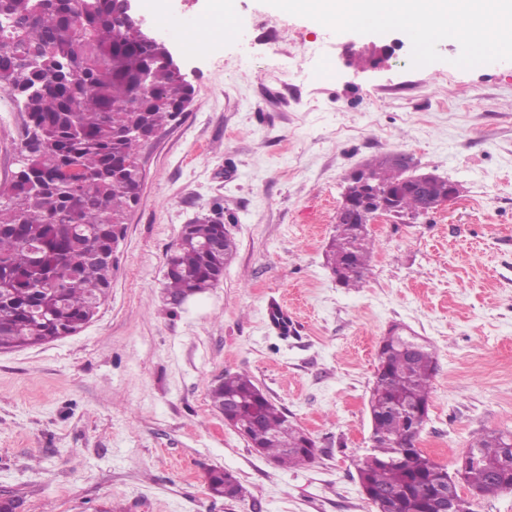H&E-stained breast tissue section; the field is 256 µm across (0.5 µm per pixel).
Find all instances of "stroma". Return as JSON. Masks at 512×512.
Returning a JSON list of instances; mask_svg holds the SVG:
<instances>
[{
  "label": "stroma",
  "mask_w": 512,
  "mask_h": 512,
  "mask_svg": "<svg viewBox=\"0 0 512 512\" xmlns=\"http://www.w3.org/2000/svg\"><path fill=\"white\" fill-rule=\"evenodd\" d=\"M210 6L157 4L193 96L139 148L145 180L105 301L73 335L0 351V501L14 512H375L357 462L395 324L438 362L418 448L451 470L474 436L512 432V57L463 69L447 43L418 66L404 30L338 33L277 0H232L235 33L181 51ZM384 45L385 65H352ZM26 124L0 96V185ZM398 153L458 197L375 225L363 283L340 287L324 252L347 178ZM205 217L236 254L169 311L167 257ZM228 371L313 438V462L280 467L225 424L209 392ZM211 469L243 496H212ZM226 481L231 488L227 497H238L242 495L243 487L233 474L216 469L207 472V482L209 489H224V483Z\"/></svg>",
  "instance_id": "1"
}]
</instances>
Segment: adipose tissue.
<instances>
[{
    "instance_id": "adipose-tissue-1",
    "label": "adipose tissue",
    "mask_w": 512,
    "mask_h": 512,
    "mask_svg": "<svg viewBox=\"0 0 512 512\" xmlns=\"http://www.w3.org/2000/svg\"><path fill=\"white\" fill-rule=\"evenodd\" d=\"M282 10L335 29L382 31L398 26L452 42L480 58L512 55V0H278Z\"/></svg>"
}]
</instances>
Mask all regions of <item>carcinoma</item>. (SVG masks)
Returning a JSON list of instances; mask_svg holds the SVG:
<instances>
[{"label": "carcinoma", "instance_id": "obj_1", "mask_svg": "<svg viewBox=\"0 0 512 512\" xmlns=\"http://www.w3.org/2000/svg\"><path fill=\"white\" fill-rule=\"evenodd\" d=\"M0 95L23 100L30 124L19 149L18 179L0 186V349L33 346L66 336L89 322L112 284V251L137 204L142 180L140 139L175 118L192 87L161 64L163 44L136 41L131 24L112 15V0H0ZM377 191L397 193L396 205L417 214L421 197L408 188L413 163L385 155L367 163ZM220 248H213V244ZM375 248L355 224L336 225L327 265L347 288L366 277ZM237 251L224 225H186L170 253L169 304L217 284ZM434 353L418 336L389 331L369 400L375 445L358 460V477L373 504L392 496L388 512H434L448 470L417 447L428 417ZM232 397L235 405H224ZM213 406L248 427V439L277 464L293 468L315 459L316 443L244 373L227 372L210 390ZM468 488L476 496L512 490V433H486L467 450ZM208 487H243L222 470Z\"/></svg>", "mask_w": 512, "mask_h": 512}]
</instances>
